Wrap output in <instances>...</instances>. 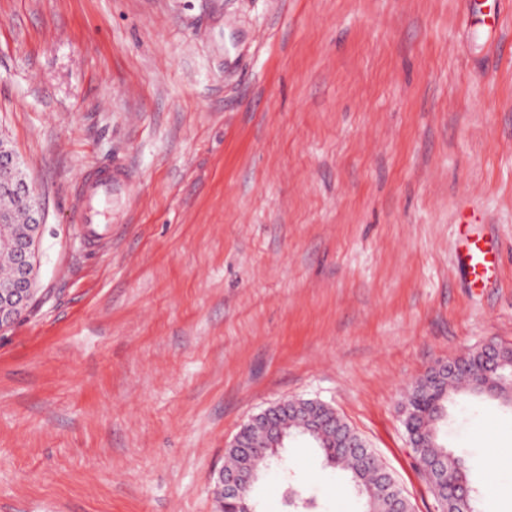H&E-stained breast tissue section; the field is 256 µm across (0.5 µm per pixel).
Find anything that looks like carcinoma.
<instances>
[{
    "mask_svg": "<svg viewBox=\"0 0 512 512\" xmlns=\"http://www.w3.org/2000/svg\"><path fill=\"white\" fill-rule=\"evenodd\" d=\"M0 209L10 210L14 214L13 224L5 226L9 232L21 229L25 217L23 207L3 196L0 197ZM491 373V386L486 394L512 405V366L505 365L488 371L482 358L476 352L464 360L463 370L451 380L448 386L432 388L419 382L407 397L404 410V426L407 434L425 439V447L413 449V466L421 471L435 467L431 480V489L440 512H478L476 503L483 497L480 490L473 486L468 478V466L464 458L448 452L438 440L441 421L445 418L448 399L459 391L469 388L486 373ZM317 411L326 419H336V431L328 432V438L318 439L303 431L299 424L303 418L296 415H283L277 419V426L284 429L285 439L304 437L311 440L319 450L327 465L349 473L350 485L362 501L363 512H393L389 496L380 489V485L392 479L369 452L350 453L344 448L348 441H357L359 436L341 418L323 405H317ZM279 450L269 449L265 454L253 457L257 468L256 480H261L264 471L278 464ZM286 512H316L318 501L315 495H302L295 491L284 501Z\"/></svg>",
    "mask_w": 512,
    "mask_h": 512,
    "instance_id": "carcinoma-1",
    "label": "carcinoma"
}]
</instances>
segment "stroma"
<instances>
[{
	"label": "stroma",
	"instance_id": "obj_1",
	"mask_svg": "<svg viewBox=\"0 0 512 512\" xmlns=\"http://www.w3.org/2000/svg\"><path fill=\"white\" fill-rule=\"evenodd\" d=\"M0 134L46 212L0 335V512H216L227 445L289 399L437 512L402 402L512 347V0H0ZM107 166L93 243L75 209ZM469 239L497 249L481 288ZM448 414L479 512H512V408ZM283 458L259 512L290 484L359 512L311 442Z\"/></svg>",
	"mask_w": 512,
	"mask_h": 512
}]
</instances>
